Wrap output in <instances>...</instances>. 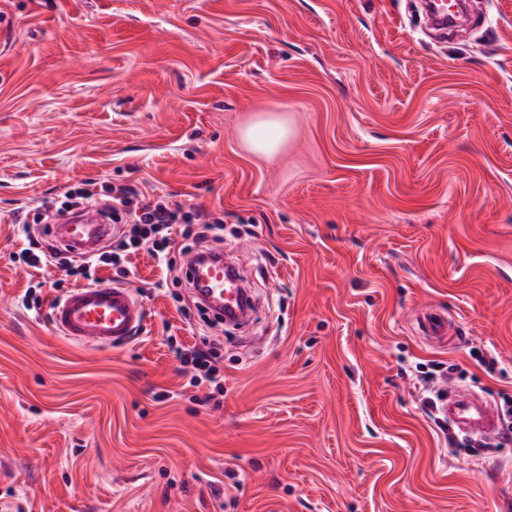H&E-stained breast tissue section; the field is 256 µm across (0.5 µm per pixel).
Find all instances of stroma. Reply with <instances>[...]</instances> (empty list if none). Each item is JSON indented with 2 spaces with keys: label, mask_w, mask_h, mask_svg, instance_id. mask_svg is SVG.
<instances>
[{
  "label": "stroma",
  "mask_w": 512,
  "mask_h": 512,
  "mask_svg": "<svg viewBox=\"0 0 512 512\" xmlns=\"http://www.w3.org/2000/svg\"><path fill=\"white\" fill-rule=\"evenodd\" d=\"M0 0V512H512V441L449 448L420 372L512 428V0ZM290 134L251 153L240 130ZM134 184L224 219L254 300L189 386V282L146 251L137 337H62L17 209ZM435 309L446 343L418 334ZM493 367L480 365V358ZM287 123L276 112H265L240 132L246 147L256 154L270 155L288 138ZM178 358L186 365H190L193 374L188 384L200 385L207 381L215 385L217 390L222 389L223 376L220 373L218 348L216 343H211L205 350L196 348L177 350Z\"/></svg>",
  "instance_id": "obj_1"
}]
</instances>
